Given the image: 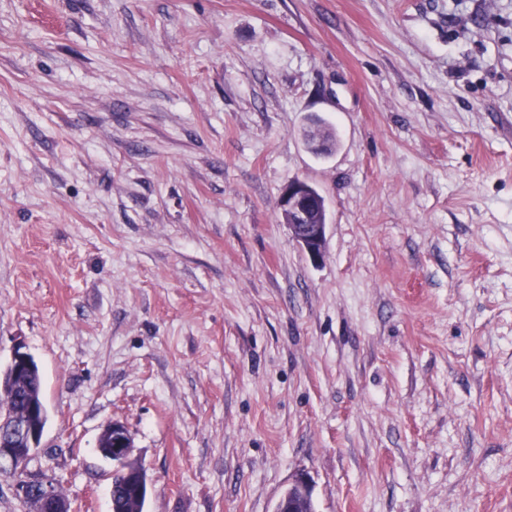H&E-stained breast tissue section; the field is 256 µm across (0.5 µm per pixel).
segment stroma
<instances>
[{"instance_id": "stroma-1", "label": "stroma", "mask_w": 512, "mask_h": 512, "mask_svg": "<svg viewBox=\"0 0 512 512\" xmlns=\"http://www.w3.org/2000/svg\"><path fill=\"white\" fill-rule=\"evenodd\" d=\"M19 344L74 512L115 421L144 512H512V0H0ZM318 126H320V128L322 130V133H323V142L328 147V152L327 153L330 154V153L333 152V150L336 147V142H337L336 129L332 125L327 124L326 122H324L322 120L320 122V125H318L317 121H313L306 128L307 131L309 132V135H308V141H309L308 148L312 152H318V153H323L324 152V146L320 142V138L318 136H316V131H317ZM316 201L310 184L293 180L283 189L279 208L294 240L314 262H320L324 254L327 223L310 224ZM311 491L309 478L306 474L300 473L296 475L288 488L279 497L274 512H298L299 500L294 497L297 493L302 494L304 498Z\"/></svg>"}]
</instances>
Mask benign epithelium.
I'll return each mask as SVG.
<instances>
[{
  "label": "benign epithelium",
  "instance_id": "obj_1",
  "mask_svg": "<svg viewBox=\"0 0 512 512\" xmlns=\"http://www.w3.org/2000/svg\"><path fill=\"white\" fill-rule=\"evenodd\" d=\"M317 198L313 188L305 181L293 180L283 189L279 208L294 240L315 262L323 258L326 225L310 223L311 211ZM34 358L16 348L8 365V382H0V392L15 395L26 375L34 369ZM46 408L44 402L30 400L23 409L0 412V473L14 480L16 494L23 499L36 500L43 506L41 512H72L70 503L59 496L54 480L40 472L28 470V463L40 447L45 429ZM97 448L105 449L104 455L120 470L132 458L133 440L129 430L120 422L109 424L101 433ZM134 475L135 496L147 497L149 480L143 467L126 470ZM311 491L306 474L296 475L279 497L274 512H299L295 495Z\"/></svg>",
  "mask_w": 512,
  "mask_h": 512
}]
</instances>
